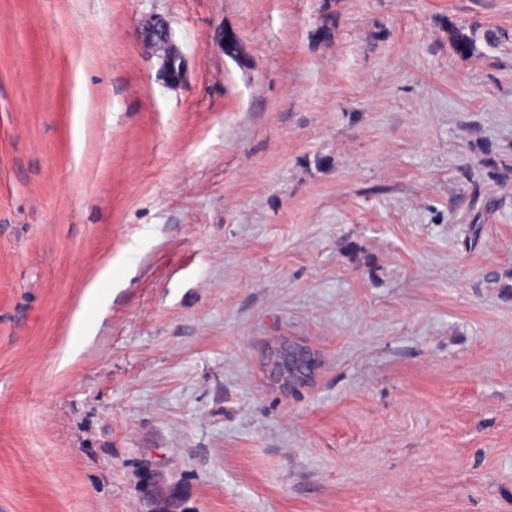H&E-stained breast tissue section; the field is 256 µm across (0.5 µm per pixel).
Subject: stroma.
<instances>
[{
  "label": "stroma",
  "instance_id": "stroma-1",
  "mask_svg": "<svg viewBox=\"0 0 512 512\" xmlns=\"http://www.w3.org/2000/svg\"><path fill=\"white\" fill-rule=\"evenodd\" d=\"M0 512H512V0H0ZM139 31L141 43L146 49L148 55L151 58H156L157 63L159 64V75L163 78L164 82L167 85H176L180 83L182 77L178 80L169 81L166 79L164 74L168 70L171 59L178 57L181 60V70L183 76V55L179 46L173 39L170 26L165 21L156 19L154 21L143 24ZM157 40L160 42V45L158 44ZM158 46L165 47L168 51V54L165 56H160L157 50ZM266 366L270 377L283 390L296 392L310 383L317 358L306 346L288 342L267 353Z\"/></svg>",
  "mask_w": 512,
  "mask_h": 512
}]
</instances>
